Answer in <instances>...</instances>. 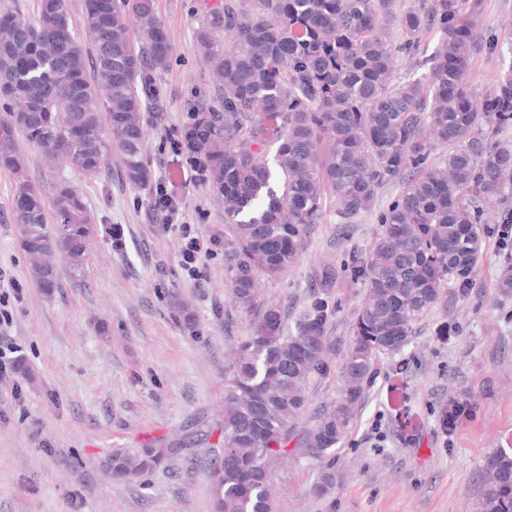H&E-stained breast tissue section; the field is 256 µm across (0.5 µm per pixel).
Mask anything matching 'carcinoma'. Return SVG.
<instances>
[{
  "mask_svg": "<svg viewBox=\"0 0 512 512\" xmlns=\"http://www.w3.org/2000/svg\"><path fill=\"white\" fill-rule=\"evenodd\" d=\"M82 15L79 29L69 0L0 14V170L16 177V233L47 294L58 287V257L82 281L97 225L70 181H57L45 205L21 145L83 179L98 178L116 151L122 180L148 186L145 113L163 96L173 52L156 0H84ZM194 40L217 96L191 105L178 146L233 227L224 277L234 302L253 308L264 283L297 264L329 204L340 224L377 212L381 231L370 247H351L343 270L317 273L293 326L279 304L265 305L224 373L218 422L170 449L162 439L118 448L105 467L138 478L191 457L218 430L214 512H271L270 460L288 453L308 386L331 373L326 329L340 273L365 298L345 353L347 385L305 441L317 457L346 433L376 356L409 346L416 322L448 296L468 299L484 239L512 225V63L484 94L473 90L471 56L503 44L483 29L481 0H222L205 8ZM432 40L420 75L418 55ZM393 184L399 193L376 209ZM456 414L438 412L448 436ZM479 488L476 512H512V451L486 456Z\"/></svg>",
  "mask_w": 512,
  "mask_h": 512,
  "instance_id": "1",
  "label": "carcinoma"
}]
</instances>
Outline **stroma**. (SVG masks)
I'll list each match as a JSON object with an SVG mask.
<instances>
[{"instance_id":"stroma-1","label":"stroma","mask_w":512,"mask_h":512,"mask_svg":"<svg viewBox=\"0 0 512 512\" xmlns=\"http://www.w3.org/2000/svg\"><path fill=\"white\" fill-rule=\"evenodd\" d=\"M158 8L174 49L161 77L160 111L146 115L152 184H125L117 161L99 178L80 180L99 226L83 282L60 271L48 296L31 279L12 222L14 179L0 170V297L12 316L8 340L31 368L27 377L0 373V512L213 510L203 464L179 460L130 483L114 481L102 467L113 449L218 419L224 370L253 319L224 285V243L232 235L224 210L176 146L188 102L213 90L193 40L200 2L158 0ZM172 179L179 212L164 228L148 206L157 185ZM183 224L215 242L199 281L179 264ZM115 225L123 230L119 247L109 235ZM379 232L375 215L344 226L327 214L295 267L267 282L258 304L277 302L295 315L321 267H343L351 246L369 247ZM501 262L496 237H488L469 301L436 305L400 355H378L372 384L333 455L318 458L301 446L274 460L272 512H474L484 457L512 448V295L497 289ZM14 280L20 289L11 288ZM335 296L341 306L327 327L333 370L311 387L294 419L300 435L340 395L352 313L364 292L344 277ZM181 301L195 312L197 336L174 317ZM449 319L459 331L443 344L435 330ZM401 360L409 371L406 401L397 405L388 391ZM452 401L472 414L446 437L437 416ZM327 468L336 488L320 498L314 487Z\"/></svg>"}]
</instances>
